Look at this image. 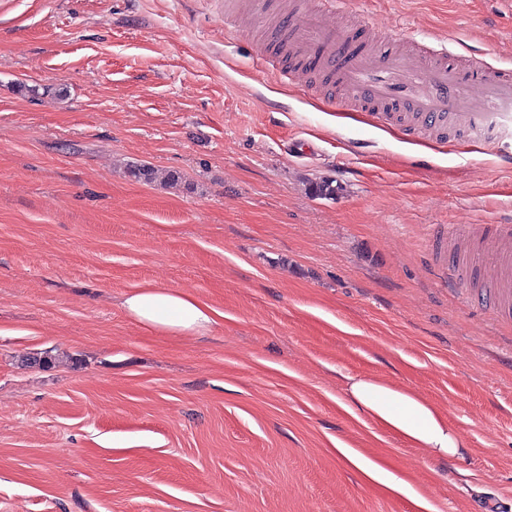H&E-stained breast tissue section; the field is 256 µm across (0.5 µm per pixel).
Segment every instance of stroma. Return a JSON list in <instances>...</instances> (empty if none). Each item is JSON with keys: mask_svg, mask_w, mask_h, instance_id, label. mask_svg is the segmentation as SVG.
<instances>
[{"mask_svg": "<svg viewBox=\"0 0 512 512\" xmlns=\"http://www.w3.org/2000/svg\"><path fill=\"white\" fill-rule=\"evenodd\" d=\"M346 12L512 69V0L326 19ZM286 71L224 0H0V512H420L341 443L436 512H512V322L436 248L452 224H512V161ZM140 285L194 295L213 326L142 327L122 307ZM46 350L54 367L22 366ZM361 373L446 412L471 453L357 421L338 400ZM128 170L130 176L149 183L159 180L173 185L177 184L181 180V174L176 171L169 170L162 173L158 169L145 164L130 165ZM345 459L355 468L362 471L372 482L389 490L404 494L410 501L422 509H430L428 502L406 481L399 478L393 471L381 465L375 464L363 454L350 449L339 448Z\"/></svg>", "mask_w": 512, "mask_h": 512, "instance_id": "35a3bbf8", "label": "stroma"}]
</instances>
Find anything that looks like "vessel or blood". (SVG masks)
<instances>
[{
    "label": "vessel or blood",
    "instance_id": "1",
    "mask_svg": "<svg viewBox=\"0 0 512 512\" xmlns=\"http://www.w3.org/2000/svg\"><path fill=\"white\" fill-rule=\"evenodd\" d=\"M340 2L315 0L311 8L297 2L293 14L278 9L267 15L264 27L288 57L290 78L315 69L338 90L341 103L379 113L422 137L495 132L512 159V70L456 62L422 42L398 52L356 40L322 19L328 4ZM448 244L449 276H460L465 263H481L485 286L475 300L512 315V224L454 225Z\"/></svg>",
    "mask_w": 512,
    "mask_h": 512
}]
</instances>
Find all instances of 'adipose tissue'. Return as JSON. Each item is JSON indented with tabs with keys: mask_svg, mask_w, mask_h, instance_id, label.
Listing matches in <instances>:
<instances>
[{
	"mask_svg": "<svg viewBox=\"0 0 512 512\" xmlns=\"http://www.w3.org/2000/svg\"><path fill=\"white\" fill-rule=\"evenodd\" d=\"M123 307L145 328L175 335L201 333L215 322L214 309L195 296L151 285L132 288ZM340 404L356 419L396 435L411 447L425 449L432 457L451 461L470 451L468 440L445 412L405 387L368 374L350 376ZM342 454L372 482L427 508V501L393 471L353 449H343Z\"/></svg>",
	"mask_w": 512,
	"mask_h": 512,
	"instance_id": "1",
	"label": "adipose tissue"
}]
</instances>
